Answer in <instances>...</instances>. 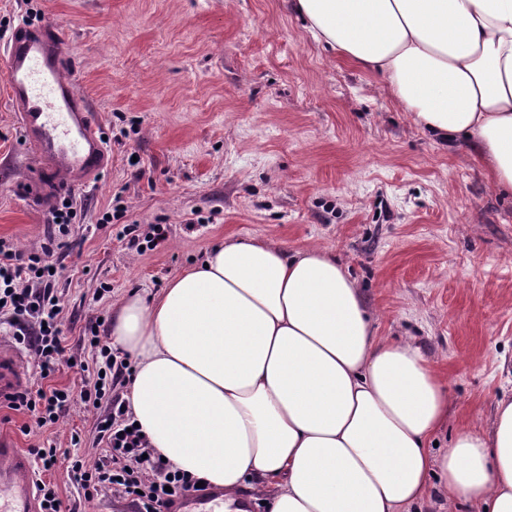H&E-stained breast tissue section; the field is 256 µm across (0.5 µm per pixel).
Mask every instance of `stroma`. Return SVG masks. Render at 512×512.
<instances>
[{
  "mask_svg": "<svg viewBox=\"0 0 512 512\" xmlns=\"http://www.w3.org/2000/svg\"><path fill=\"white\" fill-rule=\"evenodd\" d=\"M48 18L69 30L112 163L74 193L77 221L52 256L76 362L44 388L80 392L89 321L111 319L131 289L160 291L234 236L336 255L379 335L418 345L444 380L439 451L460 428L490 430L497 401L512 397V195L471 150L415 125L375 77L316 46L289 0H0V38ZM36 164L0 75V238L25 249L48 233L49 210L22 193ZM126 224L143 235L163 224L167 237L137 252ZM2 429L25 451H101L78 404L41 429L0 406ZM46 477L79 512H123L107 497L81 505L66 459Z\"/></svg>",
  "mask_w": 512,
  "mask_h": 512,
  "instance_id": "obj_1",
  "label": "stroma"
}]
</instances>
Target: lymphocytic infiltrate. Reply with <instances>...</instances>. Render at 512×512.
I'll return each mask as SVG.
<instances>
[{
    "mask_svg": "<svg viewBox=\"0 0 512 512\" xmlns=\"http://www.w3.org/2000/svg\"><path fill=\"white\" fill-rule=\"evenodd\" d=\"M51 249L19 248L0 239V315L12 320L15 344L29 350L40 378H48L67 362L62 338L63 305L57 276L51 268ZM91 322L85 343L93 354L94 376L84 383L79 398L95 415V429L105 448L93 463L71 459L69 472L85 501L108 495L128 501L135 512H169L176 500L196 492V478L175 470L136 428L125 400L112 388L130 373ZM68 390L32 386L9 396L10 409L25 411L36 427L56 424L71 406Z\"/></svg>",
    "mask_w": 512,
    "mask_h": 512,
    "instance_id": "lymphocytic-infiltrate-1",
    "label": "lymphocytic infiltrate"
}]
</instances>
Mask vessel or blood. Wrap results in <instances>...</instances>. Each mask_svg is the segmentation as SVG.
I'll use <instances>...</instances> for the list:
<instances>
[{
    "mask_svg": "<svg viewBox=\"0 0 512 512\" xmlns=\"http://www.w3.org/2000/svg\"><path fill=\"white\" fill-rule=\"evenodd\" d=\"M68 29L58 22L19 24L7 42L5 78L22 141L39 168L26 200L41 205L88 186L110 163L105 129L70 69ZM16 351L0 340V400L20 390ZM223 489L177 501L171 512H222ZM0 512H41L31 458L0 433Z\"/></svg>",
    "mask_w": 512,
    "mask_h": 512,
    "instance_id": "vessel-or-blood-1",
    "label": "vessel or blood"
}]
</instances>
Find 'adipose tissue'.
Masks as SVG:
<instances>
[{
	"instance_id": "ef3b65f1",
	"label": "adipose tissue",
	"mask_w": 512,
	"mask_h": 512,
	"mask_svg": "<svg viewBox=\"0 0 512 512\" xmlns=\"http://www.w3.org/2000/svg\"><path fill=\"white\" fill-rule=\"evenodd\" d=\"M319 45L381 78L441 140L512 191V0H290ZM125 399L177 470L268 512H512V398L491 434L431 442L448 389L411 343L377 335L325 248L224 238L160 292L112 311Z\"/></svg>"
}]
</instances>
